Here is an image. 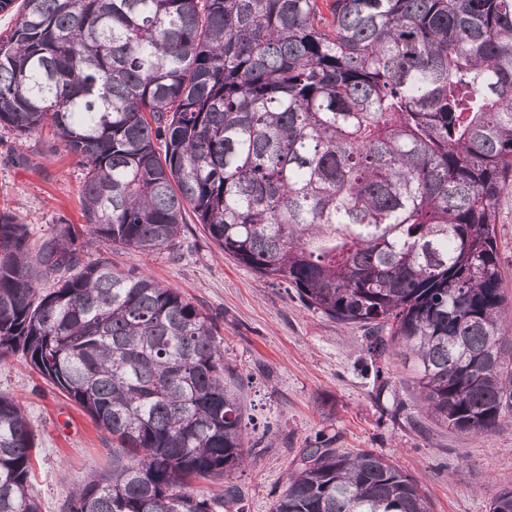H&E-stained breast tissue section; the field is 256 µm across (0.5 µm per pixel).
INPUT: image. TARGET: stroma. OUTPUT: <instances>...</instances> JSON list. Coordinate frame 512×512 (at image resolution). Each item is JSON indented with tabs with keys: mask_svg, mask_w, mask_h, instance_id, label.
<instances>
[{
	"mask_svg": "<svg viewBox=\"0 0 512 512\" xmlns=\"http://www.w3.org/2000/svg\"><path fill=\"white\" fill-rule=\"evenodd\" d=\"M83 174L46 134L22 138L0 128V211L21 218L31 241L63 221L82 225ZM499 210L512 305V189ZM103 258L177 289L211 317L248 433L246 462L224 479L241 492L240 512H272L305 450L320 444L393 461L432 512H488L493 495L512 483V417L482 435L448 428L421 409L411 368L394 353L384 359L386 385L377 387L367 329L309 309L287 284L260 279L225 256L202 225L185 224L175 247L159 253L103 246L84 254L88 262ZM0 393L19 401L36 432L32 482L41 512H60L91 471L110 463L111 435L21 358L0 360ZM221 482L201 480L194 490L210 495Z\"/></svg>",
	"mask_w": 512,
	"mask_h": 512,
	"instance_id": "1",
	"label": "stroma"
}]
</instances>
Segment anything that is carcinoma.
I'll return each mask as SVG.
<instances>
[{
    "instance_id": "cac0c4a2",
    "label": "carcinoma",
    "mask_w": 512,
    "mask_h": 512,
    "mask_svg": "<svg viewBox=\"0 0 512 512\" xmlns=\"http://www.w3.org/2000/svg\"><path fill=\"white\" fill-rule=\"evenodd\" d=\"M16 0H0V11ZM18 4V3H16ZM0 127L78 158L84 232L0 212V359L117 440L61 512H223L246 457L211 319L84 247L167 250L186 214L224 254L412 361L437 421L512 416L498 260L512 188V0H21ZM53 288L44 292L40 282ZM35 433L0 394V512H40ZM272 512H431L369 451L310 448ZM490 512H512V485Z\"/></svg>"
}]
</instances>
